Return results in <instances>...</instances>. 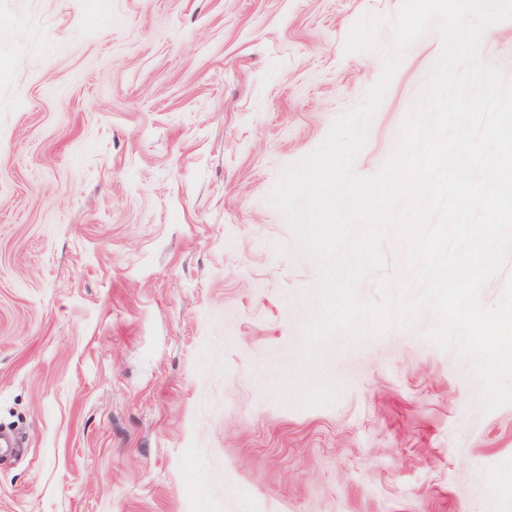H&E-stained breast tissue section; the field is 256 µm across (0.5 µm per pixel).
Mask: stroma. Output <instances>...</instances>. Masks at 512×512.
Wrapping results in <instances>:
<instances>
[{
	"mask_svg": "<svg viewBox=\"0 0 512 512\" xmlns=\"http://www.w3.org/2000/svg\"><path fill=\"white\" fill-rule=\"evenodd\" d=\"M402 0H0V512H512V405L412 328L277 398L317 281L266 200L380 78ZM442 48L403 54L378 173ZM481 57L512 77V20Z\"/></svg>",
	"mask_w": 512,
	"mask_h": 512,
	"instance_id": "35a3bbf8",
	"label": "stroma"
}]
</instances>
